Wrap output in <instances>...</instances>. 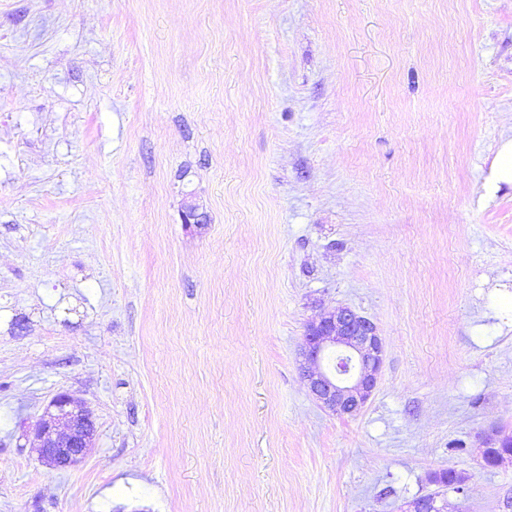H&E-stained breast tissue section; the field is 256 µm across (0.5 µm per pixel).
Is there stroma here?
<instances>
[{
  "mask_svg": "<svg viewBox=\"0 0 512 512\" xmlns=\"http://www.w3.org/2000/svg\"><path fill=\"white\" fill-rule=\"evenodd\" d=\"M511 137L512 0H0V512H401L448 467L512 512ZM339 307L385 342L353 417L301 371ZM488 185L498 191L503 185L512 188V138L500 141L493 158ZM39 458L45 465L66 469L94 448L96 426L91 410L79 397L62 392L49 402L35 424ZM511 436H505L498 432L487 435L483 440L484 458H489L492 467H499L506 461L512 463V451L504 450L510 446Z\"/></svg>",
  "mask_w": 512,
  "mask_h": 512,
  "instance_id": "35a3bbf8",
  "label": "stroma"
}]
</instances>
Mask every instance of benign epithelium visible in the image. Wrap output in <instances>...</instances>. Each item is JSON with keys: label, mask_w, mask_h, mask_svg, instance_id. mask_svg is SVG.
<instances>
[{"label": "benign epithelium", "mask_w": 512, "mask_h": 512, "mask_svg": "<svg viewBox=\"0 0 512 512\" xmlns=\"http://www.w3.org/2000/svg\"><path fill=\"white\" fill-rule=\"evenodd\" d=\"M338 354L336 370L323 368L327 353ZM302 354L303 375L309 392L326 410L353 416L366 406L376 389L384 360V341L377 325L358 312L343 307L307 324ZM42 463L56 468L72 467L94 448L96 426L91 410L79 397L62 392L49 402L35 424ZM484 457L492 466L512 462V438L497 432L483 440ZM402 512H446L442 494L433 492L406 504Z\"/></svg>", "instance_id": "benign-epithelium-1"}]
</instances>
